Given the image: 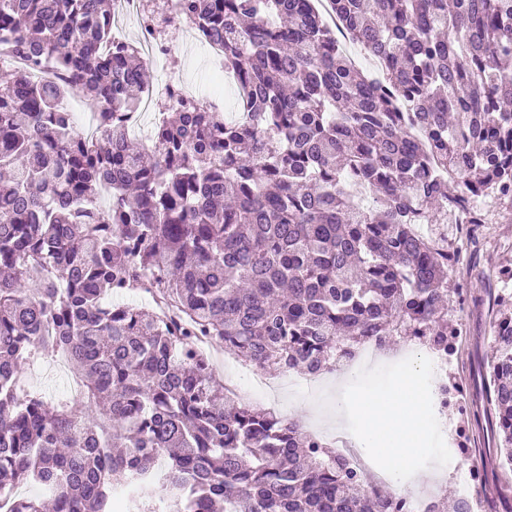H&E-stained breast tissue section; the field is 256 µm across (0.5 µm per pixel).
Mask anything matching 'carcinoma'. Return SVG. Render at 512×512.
I'll use <instances>...</instances> for the list:
<instances>
[{"label":"carcinoma","mask_w":512,"mask_h":512,"mask_svg":"<svg viewBox=\"0 0 512 512\" xmlns=\"http://www.w3.org/2000/svg\"><path fill=\"white\" fill-rule=\"evenodd\" d=\"M332 2L374 71L316 0H177L224 43L239 118L173 109L147 156L124 116L149 63L130 43L92 54L106 0H0V44L68 77L0 83V484L39 487L52 512H112L130 489V512H157L147 486L164 512H392L296 422L221 405L201 344L313 374L371 336L448 344L454 255L413 226L512 199V0ZM72 90L96 101L94 141L64 111ZM145 272L152 311L105 302ZM493 333L486 416L512 471L511 310ZM45 348L82 380L73 401L19 394Z\"/></svg>","instance_id":"1"}]
</instances>
